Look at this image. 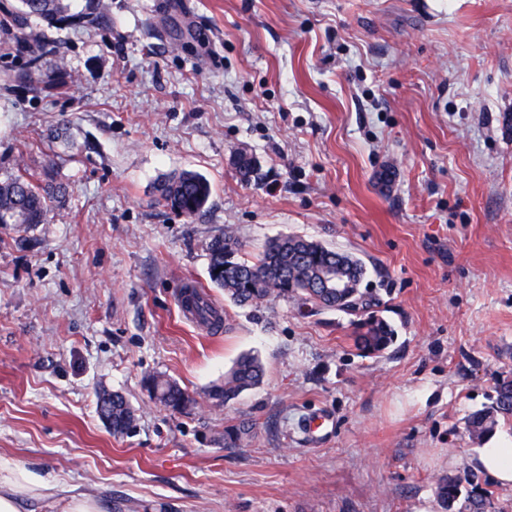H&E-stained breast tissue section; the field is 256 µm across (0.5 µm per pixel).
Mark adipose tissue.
Instances as JSON below:
<instances>
[{"label": "adipose tissue", "instance_id": "ef3b65f1", "mask_svg": "<svg viewBox=\"0 0 512 512\" xmlns=\"http://www.w3.org/2000/svg\"><path fill=\"white\" fill-rule=\"evenodd\" d=\"M474 469L504 484L512 483V440L476 449L470 458ZM37 499L60 512H103L93 496L65 487L39 473L0 462V512H21L25 500Z\"/></svg>", "mask_w": 512, "mask_h": 512}]
</instances>
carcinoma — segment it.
Segmentation results:
<instances>
[{
  "label": "carcinoma",
  "mask_w": 512,
  "mask_h": 512,
  "mask_svg": "<svg viewBox=\"0 0 512 512\" xmlns=\"http://www.w3.org/2000/svg\"><path fill=\"white\" fill-rule=\"evenodd\" d=\"M104 11L92 6L84 11L68 13L61 0H21L20 11L3 22L13 31L17 49L26 53L28 65L38 66L43 57L54 53L55 44L46 37H36L31 30V18L44 22L56 18L67 21L75 28H86L99 23ZM255 159L248 154L235 158L238 174L244 180L254 172ZM210 184L198 172L182 170L166 177L159 186L160 198L171 208L193 218L206 205ZM60 186L41 187L32 179L18 175L0 182V224L32 225L43 223L50 203L62 197ZM208 275L210 281L224 289V295L238 306H258L278 297H288L299 306H321L334 309L329 297L336 296L334 288H319L318 281L331 268L340 267L351 279V296L346 311L358 314L369 307L360 290L366 269L351 254L329 248L302 236L283 235L272 239L253 261L242 258L240 243L231 231H225L208 244ZM185 306L197 321L215 325L222 321L218 307L203 291H191ZM355 348L363 356H375L389 348L395 332L391 325L374 316L353 321ZM263 366L252 354L241 355L228 373L224 384L212 392V398L226 404L262 381ZM150 397L166 407L181 411L195 403L185 390L161 376L150 374L145 378ZM99 412L112 416V434L123 435L131 431L137 419L136 409L118 392L103 388L98 391ZM512 417V380L504 379L496 387L495 406L489 411H478L468 420V433L474 440H482L498 425L499 418ZM254 432L253 424L245 419L224 427V447L236 448L248 441ZM458 480L439 478L436 495L441 507L450 512L460 497Z\"/></svg>",
  "instance_id": "cac0c4a2"
}]
</instances>
